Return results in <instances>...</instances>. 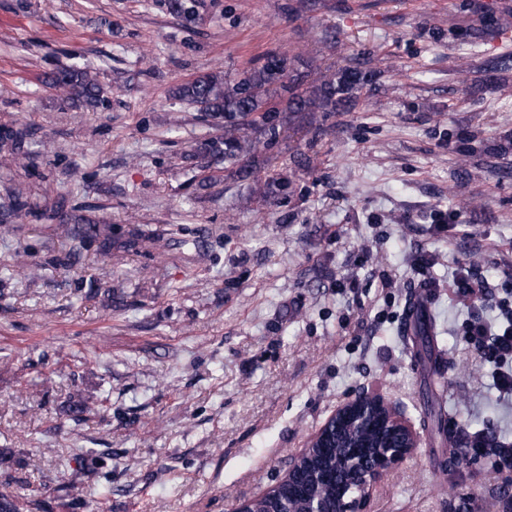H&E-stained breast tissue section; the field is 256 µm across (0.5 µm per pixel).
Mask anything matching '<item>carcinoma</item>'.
<instances>
[{
  "label": "carcinoma",
  "instance_id": "obj_1",
  "mask_svg": "<svg viewBox=\"0 0 512 512\" xmlns=\"http://www.w3.org/2000/svg\"><path fill=\"white\" fill-rule=\"evenodd\" d=\"M200 0H167L168 10L185 24L200 20ZM300 59L287 52L271 54L263 63L247 67L233 75L208 71L180 83L172 95L185 101L207 117L224 120V136L202 144L197 151L224 158L227 177L253 184L252 193L261 201L277 199L288 193L291 180L273 171L259 176L267 163L266 151L280 138L285 125L295 120L309 125L320 112H352L359 105L360 93L372 84L377 72L358 65H346L310 80L299 69ZM45 83L61 94L70 108L101 111L110 100L89 70L62 67L44 76ZM34 132L25 125L0 128V150L18 156L28 155ZM26 203L12 190L6 191L0 204V222L21 215ZM54 218L65 227L72 242L71 255L80 254L86 243H98V255L105 260L112 254V225L82 207L56 212ZM385 409L374 406L366 415L351 417L318 438L294 461L293 477L283 478L271 489L244 504L246 512H338L345 479L354 457L348 449H358V459L372 457L376 449L394 438L387 425ZM72 512L88 503L104 500L112 494L106 486L97 496L85 486L73 484ZM0 512H23L18 496L9 491V483L0 490Z\"/></svg>",
  "mask_w": 512,
  "mask_h": 512
}]
</instances>
